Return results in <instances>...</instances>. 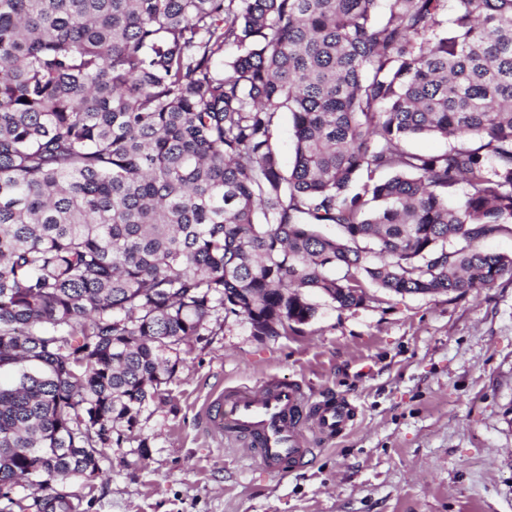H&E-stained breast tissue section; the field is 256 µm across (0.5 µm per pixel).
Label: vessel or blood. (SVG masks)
<instances>
[{
  "label": "vessel or blood",
  "instance_id": "obj_1",
  "mask_svg": "<svg viewBox=\"0 0 512 512\" xmlns=\"http://www.w3.org/2000/svg\"><path fill=\"white\" fill-rule=\"evenodd\" d=\"M209 426L225 440L242 444L266 472L282 475L310 453L305 429L314 424L320 438L335 439L352 423L343 401L315 402L296 381L274 379L259 389L222 391L205 412Z\"/></svg>",
  "mask_w": 512,
  "mask_h": 512
}]
</instances>
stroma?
<instances>
[{"instance_id": "stroma-1", "label": "stroma", "mask_w": 512, "mask_h": 512, "mask_svg": "<svg viewBox=\"0 0 512 512\" xmlns=\"http://www.w3.org/2000/svg\"><path fill=\"white\" fill-rule=\"evenodd\" d=\"M366 294L342 310L318 298L309 324L276 337L226 319L184 355L138 438L108 451L82 512H512V281ZM274 376L357 410L333 441L310 433L313 454L282 476L203 417L219 390Z\"/></svg>"}]
</instances>
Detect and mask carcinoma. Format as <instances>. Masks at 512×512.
<instances>
[{
	"label": "carcinoma",
	"instance_id": "1",
	"mask_svg": "<svg viewBox=\"0 0 512 512\" xmlns=\"http://www.w3.org/2000/svg\"><path fill=\"white\" fill-rule=\"evenodd\" d=\"M508 224L512 0H0L6 509L80 512L217 310L492 288ZM275 140L282 165L288 169L294 160L295 136L288 113L283 115L282 122L275 132Z\"/></svg>",
	"mask_w": 512,
	"mask_h": 512
}]
</instances>
